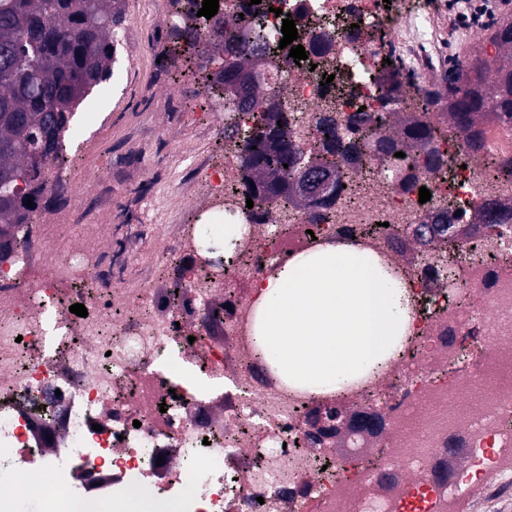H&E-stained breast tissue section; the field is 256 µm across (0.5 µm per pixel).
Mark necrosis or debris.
<instances>
[{"mask_svg": "<svg viewBox=\"0 0 512 512\" xmlns=\"http://www.w3.org/2000/svg\"><path fill=\"white\" fill-rule=\"evenodd\" d=\"M261 7L276 33L275 9L289 14L307 53L265 75L270 89H288L300 154L322 148L315 113L342 122L361 108L382 112L384 55L364 38L385 20L380 0ZM456 34L445 14L426 9L392 45L419 80ZM352 61L353 93L322 84ZM489 158L512 160V126L485 124L478 153L452 172L409 153L393 163L408 177L403 185L369 178L334 204L282 214L273 204L247 206L241 152L228 148L199 178L211 223L241 226L236 254L220 261L179 239L158 265L186 266L185 277L118 293L96 285L108 270L94 225L23 226L0 261V512H91L143 487L178 512H446L472 476L512 474V246L487 230L449 249L406 240L408 225L440 208L471 224L479 198L512 197V180L485 169ZM423 187L431 193L424 203ZM376 222L382 231L366 233ZM351 242L391 263L416 307L410 346L341 397L350 411L384 422L382 465L362 479L312 447L318 397L283 386L256 358L246 294L290 254ZM76 303L87 316L71 313ZM203 376L223 385L222 411L199 396ZM184 448L193 451L188 465L158 464ZM452 448L468 449V468L437 481L435 465ZM31 474L46 476L48 490L23 485Z\"/></svg>", "mask_w": 512, "mask_h": 512, "instance_id": "obj_1", "label": "necrosis or debris"}]
</instances>
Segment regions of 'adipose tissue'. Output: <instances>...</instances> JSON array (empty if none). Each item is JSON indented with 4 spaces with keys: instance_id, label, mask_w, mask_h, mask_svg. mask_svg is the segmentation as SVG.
I'll return each instance as SVG.
<instances>
[{
    "instance_id": "ef3b65f1",
    "label": "adipose tissue",
    "mask_w": 512,
    "mask_h": 512,
    "mask_svg": "<svg viewBox=\"0 0 512 512\" xmlns=\"http://www.w3.org/2000/svg\"><path fill=\"white\" fill-rule=\"evenodd\" d=\"M356 246L301 252L254 290L257 345L288 387L344 393L376 379L411 332L408 286Z\"/></svg>"
}]
</instances>
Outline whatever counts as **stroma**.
Here are the masks:
<instances>
[{"instance_id":"obj_1","label":"stroma","mask_w":512,"mask_h":512,"mask_svg":"<svg viewBox=\"0 0 512 512\" xmlns=\"http://www.w3.org/2000/svg\"><path fill=\"white\" fill-rule=\"evenodd\" d=\"M125 21L115 45L109 79L80 105L71 123L85 127L75 138L76 151L69 178L40 205L44 216L67 215L70 223L84 220L74 194L112 199V248L106 260L112 284L142 287L154 273L155 255L170 221L188 230L209 200L189 171L198 164L224 157V108L209 132L198 128V115L188 100L197 89V74L172 81L173 43L170 0H124ZM512 21V0H468L457 14L458 37L449 60L491 57L489 36L497 24ZM450 512H512V489L491 477L458 500Z\"/></svg>"}]
</instances>
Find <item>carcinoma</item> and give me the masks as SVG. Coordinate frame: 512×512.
Instances as JSON below:
<instances>
[{"instance_id": "1", "label": "carcinoma", "mask_w": 512, "mask_h": 512, "mask_svg": "<svg viewBox=\"0 0 512 512\" xmlns=\"http://www.w3.org/2000/svg\"><path fill=\"white\" fill-rule=\"evenodd\" d=\"M123 0H0V182L6 183L10 200L0 202V254L8 251L9 238L28 223L30 198L38 204L46 190L45 167L66 161L65 133L74 111L94 87L112 73L114 37L123 22ZM203 0H171L179 23L174 34L190 63L200 58L205 64L192 101H224V124L237 137L241 148L260 180L273 179L280 189L297 172V157L288 137V117L279 113L282 127L269 133L260 116L254 124L241 127L235 113L253 110L266 89L261 82L246 84L238 73L261 76L269 54L279 49L261 16L244 14L229 29L227 38L216 41L211 22L197 16ZM40 28L45 48L30 55L25 49L28 34ZM490 41L497 49L512 43V22L498 25ZM237 52L238 70L222 75L207 72L218 63L224 50ZM445 92L422 90V111L406 115L405 127L387 123L388 112L369 124L355 113L346 120V130L356 135L358 144H386L383 157L368 159L390 167L394 154L404 146L418 149L438 138H461L466 147H480L479 127L492 120L512 126V53L501 59L456 60L443 77ZM386 86L385 105L407 103L399 70L386 68L379 77ZM318 127L329 135L323 151L312 157L316 167L329 173L336 193L344 191L345 174L328 164L325 155L345 153L352 146L336 141V118L327 115ZM480 223L496 228L512 224V208L494 202L478 207Z\"/></svg>"}]
</instances>
